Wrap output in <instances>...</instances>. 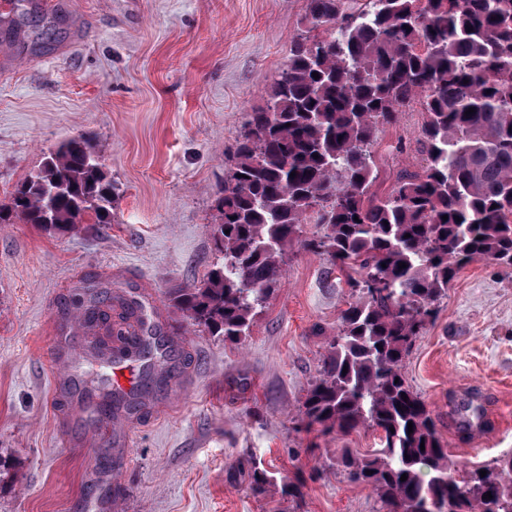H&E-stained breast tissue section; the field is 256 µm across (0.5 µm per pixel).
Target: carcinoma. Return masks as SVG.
Listing matches in <instances>:
<instances>
[{
	"instance_id": "obj_1",
	"label": "carcinoma",
	"mask_w": 512,
	"mask_h": 512,
	"mask_svg": "<svg viewBox=\"0 0 512 512\" xmlns=\"http://www.w3.org/2000/svg\"><path fill=\"white\" fill-rule=\"evenodd\" d=\"M303 22L215 201L212 236L223 262L202 284L175 289L171 302L192 327L238 342L281 286L288 249L327 256L359 297L342 312L303 421L325 434L381 433L378 452L345 449L337 462L349 483L373 488L384 512L409 500L434 512L450 497L459 512H512V455L454 476L431 412L403 372L457 270L480 259L512 267V0H307ZM414 102L424 115L425 166L400 171L379 195L375 132ZM114 203L112 180L80 135L16 185L0 224L67 232L90 214L105 227ZM305 224L324 232L304 238ZM81 321L105 331V362L140 364L143 388L109 393L129 403L112 413L147 412L150 388L173 369L170 340L143 304L107 290L84 299ZM459 414L471 428L483 408L470 397ZM248 477L257 495H302L260 466Z\"/></svg>"
}]
</instances>
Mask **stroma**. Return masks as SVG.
I'll use <instances>...</instances> for the list:
<instances>
[{"label": "stroma", "mask_w": 512, "mask_h": 512, "mask_svg": "<svg viewBox=\"0 0 512 512\" xmlns=\"http://www.w3.org/2000/svg\"><path fill=\"white\" fill-rule=\"evenodd\" d=\"M306 0H0V204L44 156L89 138L119 188L115 221L74 232L0 224V512H280L247 474L262 464L302 485L289 512H379L346 481L340 449L378 431L322 435L300 413L355 296L328 259L293 247L283 279L238 343L195 330L172 289L206 278L215 200L253 109L288 60ZM419 105L380 127L378 193L420 170ZM145 300L174 342L177 371L143 418L102 412L89 364L68 347L84 288ZM457 469L512 454V268L465 266L405 358ZM73 381L62 399L60 378ZM481 392L485 423L457 408Z\"/></svg>", "instance_id": "obj_1"}]
</instances>
